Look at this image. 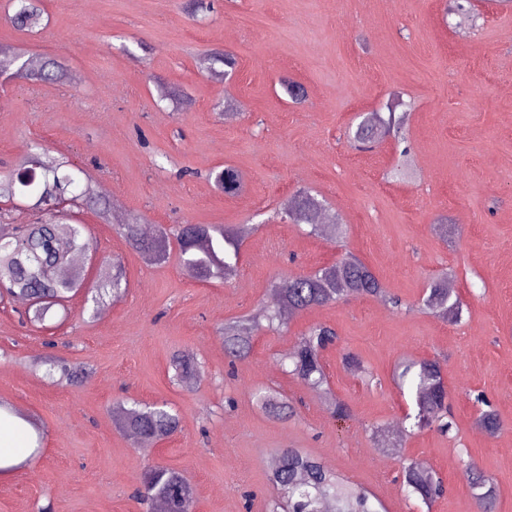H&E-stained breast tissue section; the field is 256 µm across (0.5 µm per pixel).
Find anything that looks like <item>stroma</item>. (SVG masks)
<instances>
[{
	"label": "stroma",
	"mask_w": 512,
	"mask_h": 512,
	"mask_svg": "<svg viewBox=\"0 0 512 512\" xmlns=\"http://www.w3.org/2000/svg\"><path fill=\"white\" fill-rule=\"evenodd\" d=\"M473 3L462 15L449 0H213L195 19L190 0H42V22L27 32L0 0V46L62 64L51 82L0 78V160L39 141L115 192L120 220L251 228L234 279L198 282L176 259L156 264L126 247L118 220L81 212L100 259L92 281L107 283L117 257L128 287L97 308L76 294L68 318L48 329L27 322L24 305L0 304V403L43 432L42 442L26 440L39 455L0 473V512H149L134 492L154 465L187 477L195 512H269L268 473L282 448L322 458L386 512H477L465 475L473 462L496 482L495 512H512V6ZM208 51L235 57L231 81L200 70ZM285 79L303 86L304 102L284 93ZM396 97L409 112L405 179L393 140L360 150L346 137ZM228 99L231 120L217 110ZM227 164L243 177L232 196L207 177ZM301 188L341 217L343 238L280 221ZM347 254L404 309L350 296L301 313L287 331L264 330L273 282ZM445 269L464 304L456 323L417 307ZM241 315L261 329L251 356L231 368L222 329ZM318 323L338 335L323 361L349 407L342 419L281 366ZM184 350L203 379L174 380L170 359ZM348 353L371 381L344 369ZM52 354L81 371L79 383L45 379ZM430 358L442 364L456 427L401 438L408 405L394 367ZM267 386L295 417L276 421L256 406L253 392ZM480 393L499 416L496 434L478 422ZM126 400L170 403L178 432L141 447L115 423ZM379 425L382 448L370 436ZM408 459L432 466L445 496L429 506L407 497L399 476Z\"/></svg>",
	"instance_id": "1"
}]
</instances>
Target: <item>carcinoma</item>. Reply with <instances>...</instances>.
<instances>
[{
  "mask_svg": "<svg viewBox=\"0 0 512 512\" xmlns=\"http://www.w3.org/2000/svg\"><path fill=\"white\" fill-rule=\"evenodd\" d=\"M13 14L11 22L20 29L37 24L40 10L36 0H9ZM22 52L0 57V69L12 72L19 78L32 82L54 79L55 63L46 62L32 71L19 68ZM207 71L214 77L230 78L236 65L230 54H215L206 58ZM224 64L226 70L218 71L214 64ZM405 115L389 109L388 116L371 113L361 121L350 139L367 145L392 135L397 143L407 142L404 128ZM84 171L74 164L50 156L41 143H32L8 169L0 173V198L9 204L0 209V222L10 223L12 212L17 208L16 197L34 195L36 205L42 207L40 217L25 224H16L7 239L0 240V297L26 302L41 301L42 308L31 309L32 319L45 321L53 309L66 308L72 295L85 287V273L75 270L68 275L59 268L72 253H86L96 249L88 235L87 225L76 218L71 210L60 208L61 202L76 206L78 200L93 201L100 218L107 219L109 204L95 197L94 187ZM214 183L226 195H234L241 188V174L233 166L226 165L210 172ZM326 212L323 201L308 192L293 195L280 211V219L290 224H307L311 232L331 240L341 231L342 225L331 218L327 224L318 223ZM117 234L133 251L146 255L157 262L169 259V234L160 228L158 234L147 237L140 231V224L127 222L117 226ZM175 239L178 245V264L183 275L197 281L212 279L229 280L236 275L241 261V238L222 226L212 224H180ZM113 297L125 292L127 279L119 260H112V279L109 281ZM422 299V306L444 321H454L461 314V299L448 288V273L433 279ZM349 296H365L382 299L394 308L401 300L386 292L373 270L354 257H345L335 263L309 273H299L288 281L271 289L265 305L267 318L285 324V317H293L310 308L336 304ZM256 323L246 317H238L224 324V355L229 367L248 358L256 340ZM335 329L326 324H316L301 336L298 344L289 352V373L315 389L326 401L334 417L341 418L348 411L347 404L333 397L328 387V377L323 364V353L336 343ZM172 368L179 380L199 378L203 375L201 364L190 353L178 352L172 356ZM344 366L353 376L370 377L363 361L355 354L344 357ZM73 383L78 379L77 369L63 358L48 359L46 377L56 382L55 373ZM402 394L410 396L413 412L403 421L405 436H413L431 428L448 434L455 426L448 388L444 384L442 367L436 359L405 360L396 373ZM256 405L273 419L291 416L293 408L288 398L273 388H260L254 393ZM475 401L485 406L479 421L494 434L500 429V421L491 402L483 394ZM117 423L132 439L161 441L170 438L180 426L179 414L165 404L143 405L138 402L120 404L117 407ZM403 487L425 505H430L444 492L442 477L431 467L417 460L402 466ZM467 475L476 494L479 512H487L497 496L494 480L477 471L474 465L467 468ZM271 493L278 502L287 505L290 512H324L331 502L336 512H375L369 496L348 481L336 475L317 456L299 448L282 449L268 476ZM137 495L143 503L161 502L166 512H194V489L180 472L160 465L148 467L141 476Z\"/></svg>",
  "mask_w": 512,
  "mask_h": 512,
  "instance_id": "obj_1",
  "label": "carcinoma"
}]
</instances>
